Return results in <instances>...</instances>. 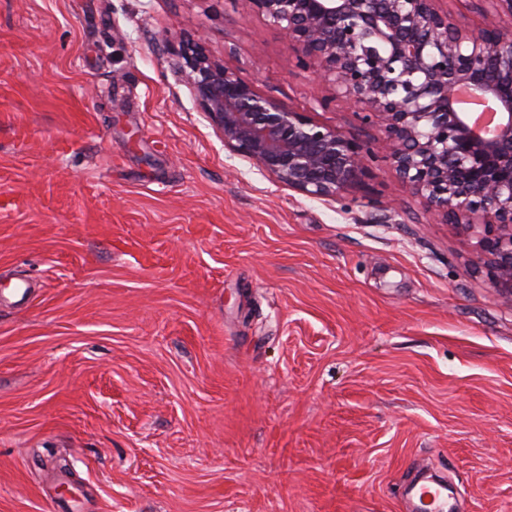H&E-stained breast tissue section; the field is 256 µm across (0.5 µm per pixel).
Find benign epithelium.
Listing matches in <instances>:
<instances>
[{"mask_svg": "<svg viewBox=\"0 0 512 512\" xmlns=\"http://www.w3.org/2000/svg\"><path fill=\"white\" fill-rule=\"evenodd\" d=\"M247 2L298 64L377 121L399 181L432 215L476 235L495 288L512 300V0H479L476 32L438 0ZM179 70L224 148L275 181L334 199L370 175L359 138L260 94L210 56L203 36L184 41ZM463 92L491 111L490 134L475 133Z\"/></svg>", "mask_w": 512, "mask_h": 512, "instance_id": "7a95c632", "label": "benign epithelium"}]
</instances>
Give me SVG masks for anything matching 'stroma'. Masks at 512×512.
<instances>
[{
    "mask_svg": "<svg viewBox=\"0 0 512 512\" xmlns=\"http://www.w3.org/2000/svg\"><path fill=\"white\" fill-rule=\"evenodd\" d=\"M353 134L334 199L225 150L182 40ZM0 512H512V302L247 0H0ZM418 504L415 509L420 512H447L448 485L441 480H432L420 486L417 492Z\"/></svg>",
    "mask_w": 512,
    "mask_h": 512,
    "instance_id": "35a3bbf8",
    "label": "stroma"
}]
</instances>
